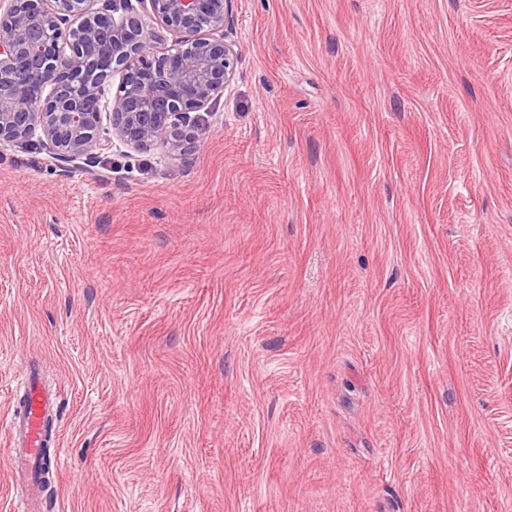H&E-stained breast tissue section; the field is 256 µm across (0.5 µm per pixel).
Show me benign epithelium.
<instances>
[{"label":"benign epithelium","mask_w":512,"mask_h":512,"mask_svg":"<svg viewBox=\"0 0 512 512\" xmlns=\"http://www.w3.org/2000/svg\"><path fill=\"white\" fill-rule=\"evenodd\" d=\"M95 2L0 0V143L36 137L69 161L116 141L185 154L182 122L234 78L240 50L224 38L232 0ZM147 8L155 27L142 21ZM168 35L172 48L158 50Z\"/></svg>","instance_id":"obj_1"}]
</instances>
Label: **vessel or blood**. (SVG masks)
Returning <instances> with one entry per match:
<instances>
[{
  "label": "vessel or blood",
  "instance_id": "vessel-or-blood-1",
  "mask_svg": "<svg viewBox=\"0 0 512 512\" xmlns=\"http://www.w3.org/2000/svg\"><path fill=\"white\" fill-rule=\"evenodd\" d=\"M24 390V410L11 418L12 449L8 465L12 468L40 456L43 446L42 420L55 402L54 393L41 384L38 376H31Z\"/></svg>",
  "mask_w": 512,
  "mask_h": 512
}]
</instances>
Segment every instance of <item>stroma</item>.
Here are the masks:
<instances>
[{
    "label": "stroma",
    "mask_w": 512,
    "mask_h": 512,
    "mask_svg": "<svg viewBox=\"0 0 512 512\" xmlns=\"http://www.w3.org/2000/svg\"><path fill=\"white\" fill-rule=\"evenodd\" d=\"M203 149L0 145L33 512H512V0H232ZM24 411L11 417L10 431L13 447L8 458V466L18 468L20 463L34 459L32 467L26 470L27 485L23 490V512L30 510V504L39 491V480L35 475L34 466L43 448L42 420L53 408L55 394L41 384L38 374L34 373L24 386Z\"/></svg>",
    "instance_id": "35a3bbf8"
}]
</instances>
